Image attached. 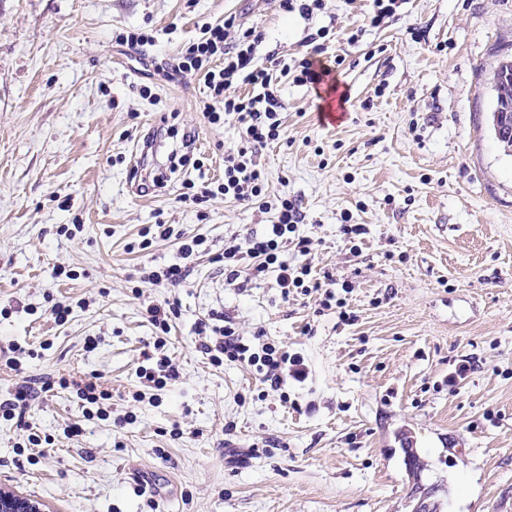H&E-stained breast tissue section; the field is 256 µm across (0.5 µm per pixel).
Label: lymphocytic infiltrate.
Here are the masks:
<instances>
[{
	"label": "lymphocytic infiltrate",
	"instance_id": "f902f5d3",
	"mask_svg": "<svg viewBox=\"0 0 512 512\" xmlns=\"http://www.w3.org/2000/svg\"><path fill=\"white\" fill-rule=\"evenodd\" d=\"M234 19L210 25L203 29L197 42L191 43L175 58L169 59L161 68L165 80L184 81L197 79L204 84L205 97L200 107L204 119L214 126L224 122L237 123L243 131L240 146L224 151V179L214 186H202L200 192L182 194V201L201 204L204 200L224 196L237 201H261L264 189V174L254 162L256 151L269 142L279 140L284 134L280 117V102L269 68L256 62L255 48L260 39L255 28L240 31L231 37ZM251 86V93L235 94L236 84ZM304 217L296 203L281 199L276 206V217L262 236L230 237L224 243V277L228 282L248 287L254 280L267 274H275L282 296L293 291L322 294L321 304L331 307L336 299L333 277L315 281L311 278V260L314 243L307 237H295L298 224ZM140 249H147L151 239H175L180 259L164 267L142 269L140 280L152 285H180L189 275L187 262L202 252L204 238L169 224H151L145 227ZM293 246L299 261L288 264L281 260L280 253L286 246ZM145 315L155 332L152 351L144 355L145 363L138 368L142 390L133 393L134 401H144L147 390L160 391L174 384L180 377L178 367L165 352L167 337L173 324L181 316V303L172 299L161 304L150 303ZM194 333L199 339V348L210 362L240 363L255 367L262 382L270 391H280L286 375L303 376L301 360L288 355L279 345L262 341L251 346L244 341L231 318H224L216 325L206 320L196 322ZM74 392L85 420H106L111 416L106 402L111 395L97 375L78 379L73 376L51 375L40 378H24L12 398L0 402V416L6 419L24 415L28 408L55 389Z\"/></svg>",
	"mask_w": 512,
	"mask_h": 512
}]
</instances>
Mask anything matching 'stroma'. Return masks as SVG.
<instances>
[{"label": "stroma", "instance_id": "1", "mask_svg": "<svg viewBox=\"0 0 512 512\" xmlns=\"http://www.w3.org/2000/svg\"><path fill=\"white\" fill-rule=\"evenodd\" d=\"M370 0H319L309 15L277 0H0V401L24 374H100L112 421L84 423L73 393L25 414L43 437L0 418V489L49 512H410L405 438L442 488V512H512V157L491 131L493 74L512 58V0H400L369 26ZM235 18L262 35L285 134L258 150L268 208L181 202L186 183L224 177L238 124L210 126L199 82L169 83L149 62L175 57L203 27ZM350 99L297 82L317 32ZM121 32L151 37L143 53ZM342 109L340 125L321 113ZM192 132L202 170L136 193L130 152L157 137L161 165ZM298 235L318 240L312 275L351 285L344 322L319 293L282 297L274 275L241 289L215 255L234 234L263 233L280 199ZM162 221L209 249L176 288L140 267L177 262L175 240L130 250ZM365 234L348 242L342 224ZM80 225L70 237L65 225ZM75 277L58 275V268ZM140 294H133V287ZM179 298L167 338L180 371L154 402L131 399L154 335L146 303ZM74 309L55 323L52 303ZM304 359L307 376L267 393L255 368L217 367L193 326L213 312ZM99 337L95 350L88 337ZM180 428L182 437L172 434Z\"/></svg>", "mask_w": 512, "mask_h": 512}]
</instances>
